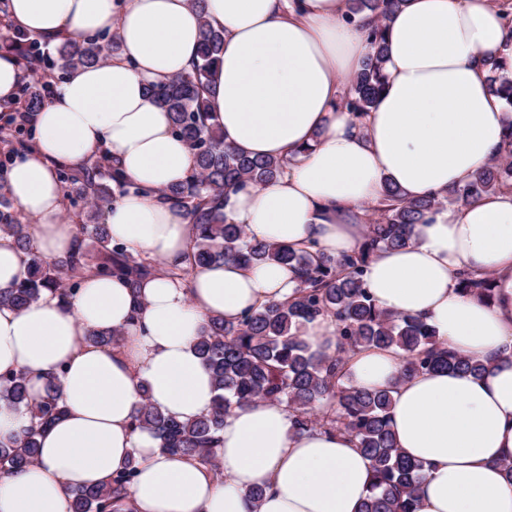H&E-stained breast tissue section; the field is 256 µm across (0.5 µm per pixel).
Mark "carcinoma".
I'll return each mask as SVG.
<instances>
[{
  "label": "carcinoma",
  "mask_w": 512,
  "mask_h": 512,
  "mask_svg": "<svg viewBox=\"0 0 512 512\" xmlns=\"http://www.w3.org/2000/svg\"><path fill=\"white\" fill-rule=\"evenodd\" d=\"M356 16L370 13L364 27L372 53L363 70L353 76L342 105L355 117H362L377 101L385 86V23L403 0H350ZM17 53L18 63L42 72L65 73L73 66L105 62L115 43L114 36L102 43L97 38L61 39L54 50L48 40L31 38L13 28L5 37ZM224 44V31L203 23L198 60L193 70L148 89L153 101L169 112L175 132L182 136L197 159L189 177L158 191L161 200L186 212L193 224L190 266H206L234 258L245 265L274 262L293 265L301 274L299 287L291 299L264 304L244 311L230 324L212 317L203 327L195 348L212 373L215 399L211 410L199 418L181 422L167 416L149 400H144L133 420L136 428L148 429L165 453L196 457L217 467L213 448L224 428V417L234 407L256 399L286 403L295 433L319 428L350 435L371 463L370 493L360 512H419V472L422 465L405 457L397 447L389 426L392 390L347 387L343 381L345 356L358 347L393 348L404 357L400 379L436 369H451L483 376L487 366L472 357L443 348L434 328L420 317L384 311L375 304L365 287L367 265L380 253L405 246L416 225L446 205H466L484 195L512 186V129L509 151L479 171L462 188L440 195L406 200L399 189L386 184L377 208L379 218L367 224L357 249L340 259L326 256L309 242L302 250L283 244L256 240L244 226L228 224L224 218V192L248 184L262 185L283 171L278 160L251 158L224 144L223 134L210 122L205 96L213 80ZM492 91L512 107V83L504 81L498 65L490 63ZM15 151L34 146L32 130L19 125L11 134ZM8 161H0V232L13 237L28 257L23 278L12 288L0 290V306L21 309L38 301L44 292L68 296L80 289L93 273L115 275L136 286L157 272L151 263L135 257L112 242L105 224L80 225L76 250L65 260L47 264L33 245L29 225L21 223L19 210L7 192ZM61 183L76 188V195L103 211L112 203L114 190L127 182L119 169L108 166L102 154L82 170L62 169ZM99 244L100 255L89 258L88 242ZM458 285L468 294L490 300L494 278L469 271L459 273ZM332 318L337 327L335 354L311 351L303 327L318 319ZM117 330H93L87 340L108 346L119 340ZM28 375L24 372L0 374V408L25 409L30 427L22 437L0 441V470L14 471L38 460V437L63 413L61 383L55 377L46 383L45 395L31 402ZM137 476L130 460L115 471L102 486L77 488L70 493V512H114V505L127 498Z\"/></svg>",
  "instance_id": "obj_1"
}]
</instances>
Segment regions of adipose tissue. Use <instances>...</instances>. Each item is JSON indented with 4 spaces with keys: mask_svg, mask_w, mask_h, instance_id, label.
<instances>
[{
    "mask_svg": "<svg viewBox=\"0 0 512 512\" xmlns=\"http://www.w3.org/2000/svg\"><path fill=\"white\" fill-rule=\"evenodd\" d=\"M512 0H404L386 30L385 89L362 118L342 108L338 79L371 48L349 22V0H11L9 20L31 36L77 40L113 33L108 62L69 69L32 117L34 152L16 157L8 191L32 217L46 261L70 254L78 225L59 216V166L106 154L132 183L105 212L113 241L186 278L162 274L133 288L92 276L63 299L47 292L22 309L0 307V374L26 371L30 394L62 372L63 415L40 436L36 464L0 473V512H69V493L101 485L128 458L138 474L118 512H359L370 462L345 434L293 433L285 406L233 409L215 456L161 452L133 427L142 395L167 415L206 414L215 390L193 345L210 317L289 298L293 266L228 258L189 268L187 214L153 197L184 181L195 157L151 85L190 72L203 21L224 30L207 97L227 145L284 168L258 187L227 189L224 216L259 240L296 249L316 241L334 257L355 250L370 209L392 183L408 199L461 187L505 148L512 108L488 82V59L512 79ZM495 277L486 302L457 274ZM364 280L380 309L424 318L442 346L484 361L483 378L449 370L398 382L391 349L350 352L346 380L391 389L390 427L424 466L419 512H512V187L431 213L401 248L371 261ZM118 329L117 344L89 331ZM264 488L259 502L247 492Z\"/></svg>",
    "mask_w": 512,
    "mask_h": 512,
    "instance_id": "ef3b65f1",
    "label": "adipose tissue"
}]
</instances>
